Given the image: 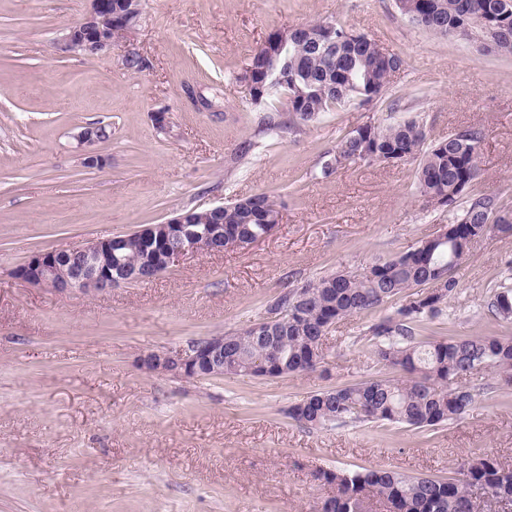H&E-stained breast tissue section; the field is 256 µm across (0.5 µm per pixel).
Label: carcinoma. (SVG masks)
I'll return each instance as SVG.
<instances>
[{
	"label": "carcinoma",
	"mask_w": 512,
	"mask_h": 512,
	"mask_svg": "<svg viewBox=\"0 0 512 512\" xmlns=\"http://www.w3.org/2000/svg\"><path fill=\"white\" fill-rule=\"evenodd\" d=\"M400 10L426 32L462 39L475 30L480 12L499 0H419L414 9L400 0ZM499 33L480 51L512 55V10L495 16ZM288 48V77L305 87L307 96L295 97L291 81L261 99L268 103L287 97L296 127L318 119L344 104L367 106L386 92L392 73L403 59L384 51L363 34L335 19L305 25ZM336 40V49L319 51L314 38ZM480 134L462 129L436 142L429 141L423 121L412 118L394 124L367 122L344 136L326 152L320 175L366 161L393 158L415 161L416 191L448 208V225L435 235L392 258L378 261L363 274L336 271L280 294L265 309L273 322L267 338L259 339L253 326L224 333V375L278 378L306 374L322 367V341L340 321L369 316L398 301L394 311L372 323L380 376L317 390L288 408V417L310 428L368 423H399L428 430L467 414L479 392L462 381L489 370L505 386L512 384V336H465L430 340L420 336L427 321L443 315L448 297L457 288L454 272L478 239L489 233H512V211L493 195L470 194L480 175ZM280 214L265 192L224 204V249L245 248L268 237ZM127 264H148L150 258L131 237L122 256ZM487 311L512 322V290L498 292ZM315 480L329 490L318 512H372L373 503L384 512H478V500L488 495L512 503V468L490 454H475L452 476L408 475L385 467L321 468Z\"/></svg>",
	"instance_id": "cac0c4a2"
}]
</instances>
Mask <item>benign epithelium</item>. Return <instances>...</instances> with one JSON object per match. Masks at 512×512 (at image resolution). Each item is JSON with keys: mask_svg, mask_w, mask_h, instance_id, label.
I'll return each mask as SVG.
<instances>
[{"mask_svg": "<svg viewBox=\"0 0 512 512\" xmlns=\"http://www.w3.org/2000/svg\"><path fill=\"white\" fill-rule=\"evenodd\" d=\"M89 8L83 21L66 31L62 43L65 50L81 54H95L108 50L114 36L124 34L136 24L142 11V0H87ZM297 31L286 29L279 38L265 42L267 58L279 60L288 48L291 35ZM102 126L88 125L77 136L82 163L89 168L103 165V158L95 152L100 143ZM203 220L180 213L162 224L137 231L139 242L152 254V272L160 266L169 268L180 257L196 251L194 238L206 239L212 252L224 251V205L206 209ZM202 223L199 229L187 224ZM182 237L185 244L174 251L164 249V241ZM122 237L90 241L68 249L36 252L23 264L14 268V278L32 286L52 288L59 292H79L91 295L122 284L145 279L137 268L123 265L116 256ZM199 352L181 349L174 353L149 351L140 356L138 366L147 372L169 374L189 380L200 376L197 367ZM213 370L224 369V340L216 336L207 343V355Z\"/></svg>", "mask_w": 512, "mask_h": 512, "instance_id": "7a95c632", "label": "benign epithelium"}]
</instances>
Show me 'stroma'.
Wrapping results in <instances>:
<instances>
[{
	"instance_id": "35a3bbf8",
	"label": "stroma",
	"mask_w": 512,
	"mask_h": 512,
	"mask_svg": "<svg viewBox=\"0 0 512 512\" xmlns=\"http://www.w3.org/2000/svg\"><path fill=\"white\" fill-rule=\"evenodd\" d=\"M87 0H0V512H314L313 473L384 466L453 474L472 453L512 467V387L483 392L435 430L395 423L311 429L288 408L308 393L377 374L357 317L324 339L318 371L185 382L137 365L149 350L257 322L283 292L338 270L365 272L448 222L415 190L412 162L318 174L321 156L369 121L420 117L431 139L481 133L474 194L512 208V57L413 25L396 0H143L138 23L98 55L61 52ZM336 19L400 55L384 96L265 133L286 101L255 103L242 80L273 31ZM140 68L126 64L128 57ZM166 112L157 126L153 115ZM112 130L88 168L76 135ZM264 191L273 233L242 250L196 252L162 276L95 296L12 277L37 251L160 224ZM425 335H511L487 302L512 277V236L474 243Z\"/></svg>"
}]
</instances>
